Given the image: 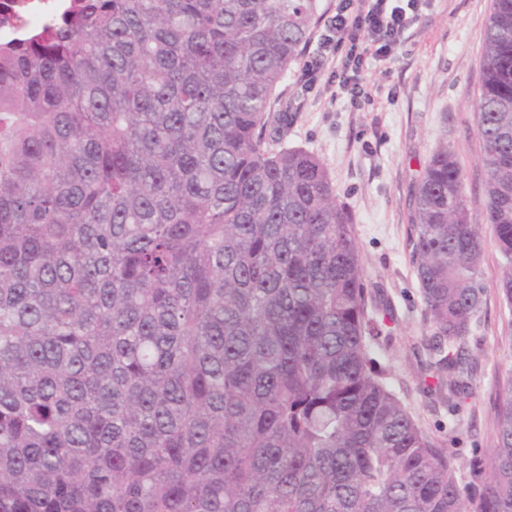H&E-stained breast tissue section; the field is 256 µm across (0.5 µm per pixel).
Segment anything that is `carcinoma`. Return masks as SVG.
<instances>
[{
	"instance_id": "carcinoma-1",
	"label": "carcinoma",
	"mask_w": 512,
	"mask_h": 512,
	"mask_svg": "<svg viewBox=\"0 0 512 512\" xmlns=\"http://www.w3.org/2000/svg\"><path fill=\"white\" fill-rule=\"evenodd\" d=\"M321 0H63L0 41V512H512V376L460 487L369 357L321 161L273 149ZM512 308V0L476 101ZM480 225L439 145L413 197L423 347L457 410Z\"/></svg>"
}]
</instances>
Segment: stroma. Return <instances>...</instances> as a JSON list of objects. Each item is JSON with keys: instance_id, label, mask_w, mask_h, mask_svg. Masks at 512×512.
I'll return each mask as SVG.
<instances>
[{"instance_id": "1", "label": "stroma", "mask_w": 512, "mask_h": 512, "mask_svg": "<svg viewBox=\"0 0 512 512\" xmlns=\"http://www.w3.org/2000/svg\"><path fill=\"white\" fill-rule=\"evenodd\" d=\"M491 11L492 0H419L416 21L402 41L362 73L370 99L354 105L337 96L327 68L315 86L302 89L298 64L274 106L295 116L284 146L303 148L323 163L337 202L353 218L368 312L385 319L369 355L418 427L448 448L462 484L473 449L487 452L494 444L497 382L512 375V310L499 290L503 268L485 224L479 276L484 304L467 338L477 364L473 394L449 413L427 371L422 339L431 328L409 236L414 189L440 142H447L462 168L473 216L486 209L475 99Z\"/></svg>"}]
</instances>
